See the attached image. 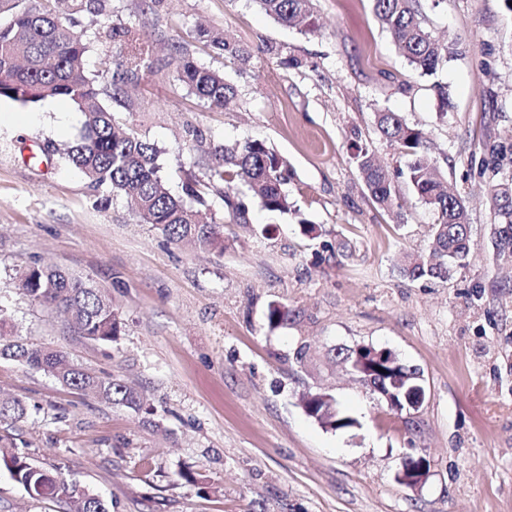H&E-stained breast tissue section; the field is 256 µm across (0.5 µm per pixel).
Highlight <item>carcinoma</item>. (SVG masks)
I'll return each instance as SVG.
<instances>
[{
    "label": "carcinoma",
    "instance_id": "obj_1",
    "mask_svg": "<svg viewBox=\"0 0 512 512\" xmlns=\"http://www.w3.org/2000/svg\"><path fill=\"white\" fill-rule=\"evenodd\" d=\"M9 4L11 17L0 24V99L34 107L48 98H64L77 104L84 116V134L70 146L65 158L79 169L96 188L105 186L125 198L128 207L145 224L160 229L169 242L194 244L200 248H223V225L200 219L209 207V195L216 191L224 202V214L233 223L248 220L249 205L286 214L295 210L288 193L292 170L288 160L261 140L218 144L207 180L187 175L185 197L166 188L158 163L159 149L134 131L120 132L105 98L121 100L120 81L112 82V92L101 88L96 77L84 69L83 59L90 43L75 36L67 23L55 13L52 0L42 9L19 6L21 0H0ZM105 0H71L72 12L99 15ZM259 9L286 27H306L312 16L313 0H254ZM378 22L387 30L400 53L422 75L435 76L448 61V47L427 27L422 0H372ZM197 37L228 58L246 65L252 54L233 40L199 28ZM94 40L120 46L118 54L106 60L115 72L133 74L152 66V55L141 34L130 27L114 24L95 31ZM178 80L188 93L222 108L235 95L224 74L198 64L181 54L176 68ZM382 137L411 158L405 178L418 198L435 215L432 241L425 253L406 257L402 272L412 279H445L452 267L469 251L470 224L466 207L457 195L445 191L429 154L428 137L410 127L397 112L376 113ZM358 170L372 199L384 210L401 208L391 181L375 154L358 147ZM242 184L247 194L233 192ZM495 225L499 254L512 256V212L502 214ZM24 293L36 304L57 309L77 336L110 346L120 333V319L112 310V299L89 279L36 262L26 266L21 279ZM288 308L271 302L267 309L268 326L276 329L288 321ZM0 357L42 370L63 384L92 399L123 405L138 411L139 395L123 381L98 375L66 360L58 350H49L19 341L0 338ZM385 369L381 373L378 368ZM390 367L372 361L362 362L365 384H385ZM307 415L332 430L355 427L357 420L342 411L328 394L311 395L304 402ZM27 415L22 402L0 403V422L17 423ZM8 476L34 499H51L65 512H110L108 502L89 493L71 473L53 472L32 464L9 437L0 436V475Z\"/></svg>",
    "mask_w": 512,
    "mask_h": 512
}]
</instances>
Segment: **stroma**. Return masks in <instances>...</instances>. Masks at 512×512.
<instances>
[{
  "instance_id": "stroma-1",
  "label": "stroma",
  "mask_w": 512,
  "mask_h": 512,
  "mask_svg": "<svg viewBox=\"0 0 512 512\" xmlns=\"http://www.w3.org/2000/svg\"><path fill=\"white\" fill-rule=\"evenodd\" d=\"M426 13L455 45L434 77L397 51L371 0H314L306 31L277 24L254 0H107L100 16L73 15L91 43L84 66L102 85L112 77L94 31L122 24L147 40L152 68L111 108L159 148L172 194L184 165L205 179L214 145L258 139L287 158L298 211L255 208L250 223L232 224L216 195L208 215L224 227L223 251L173 245L63 159L29 162L44 142L79 138L73 102L1 99L0 335L119 378L147 410L86 398L0 359V399L32 408L0 433L24 441L43 469L75 474L112 512H512V257L498 256L493 238L498 212L512 210V12L501 0H441ZM201 25L252 52L249 65L205 47ZM180 50L235 86L226 107L177 81ZM289 57L299 66H285ZM382 110L427 134L468 206L470 253L448 279L400 272L405 254L428 246L433 216L402 175L406 156L377 129ZM360 144L387 168L400 216L372 200ZM304 219L318 236L303 233ZM34 261L104 289L121 321L112 346L71 335L57 312L30 301L19 280ZM273 301L290 312L275 330ZM361 345L419 371L416 411L388 410L348 372L345 357ZM315 393L335 396L358 428L336 432L309 417L302 398ZM409 456L429 467L417 489L397 479ZM182 469L205 487L179 481ZM0 512L62 507L2 475Z\"/></svg>"
}]
</instances>
